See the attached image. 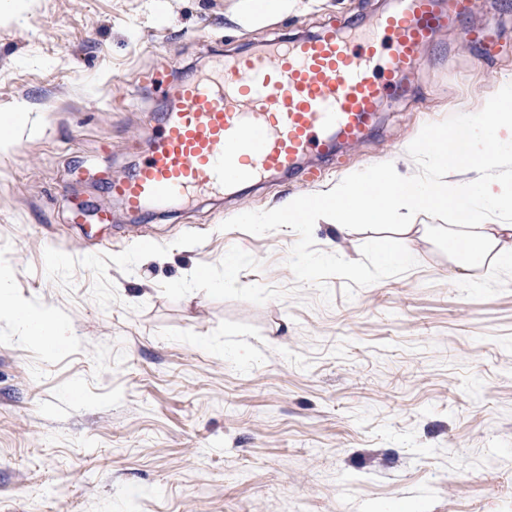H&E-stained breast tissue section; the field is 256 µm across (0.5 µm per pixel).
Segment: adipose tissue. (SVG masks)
<instances>
[{"instance_id": "1", "label": "adipose tissue", "mask_w": 512, "mask_h": 512, "mask_svg": "<svg viewBox=\"0 0 512 512\" xmlns=\"http://www.w3.org/2000/svg\"><path fill=\"white\" fill-rule=\"evenodd\" d=\"M476 109L488 119L467 127L460 150L468 164L456 162L443 129L425 127L402 147L401 156L432 159L434 178L403 173L398 162L388 161L345 175L321 195L291 199L261 216L246 213L242 219L252 224H305L327 204L340 228L359 221L396 220L407 229L418 211L446 201L457 223L471 229L462 238L464 246L492 256L497 267H512V224L487 221L489 212L512 208V179L501 171L512 150V84L501 83L477 95Z\"/></svg>"}]
</instances>
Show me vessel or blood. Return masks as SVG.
I'll return each mask as SVG.
<instances>
[{"mask_svg":"<svg viewBox=\"0 0 512 512\" xmlns=\"http://www.w3.org/2000/svg\"><path fill=\"white\" fill-rule=\"evenodd\" d=\"M472 6L473 0H394L363 39L327 28L216 57L209 74L168 86L157 137L110 193L138 215L221 194L233 181L295 171L312 153L332 156L337 142L361 138L387 91L412 79L420 49L443 21Z\"/></svg>","mask_w":512,"mask_h":512,"instance_id":"b4317fda","label":"vessel or blood"}]
</instances>
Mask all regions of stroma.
Segmentation results:
<instances>
[{
  "label": "stroma",
  "mask_w": 512,
  "mask_h": 512,
  "mask_svg": "<svg viewBox=\"0 0 512 512\" xmlns=\"http://www.w3.org/2000/svg\"><path fill=\"white\" fill-rule=\"evenodd\" d=\"M438 29L414 79L316 180L268 178L139 216L165 86L393 0H312L245 29L243 0H0V512H512V273L453 249L443 205L338 230L246 224L397 158L512 78V0ZM494 22L492 49L466 28ZM403 239L407 264L380 245ZM65 335L26 336L12 301Z\"/></svg>",
  "instance_id": "1"
}]
</instances>
